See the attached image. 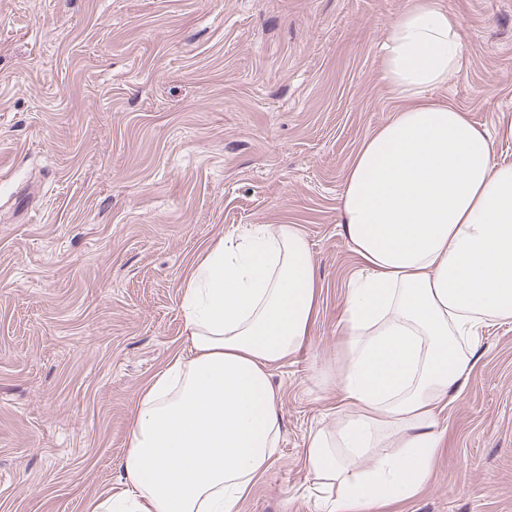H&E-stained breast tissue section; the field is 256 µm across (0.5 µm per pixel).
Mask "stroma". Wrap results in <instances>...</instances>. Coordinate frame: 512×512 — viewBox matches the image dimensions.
<instances>
[{"instance_id":"1","label":"stroma","mask_w":512,"mask_h":512,"mask_svg":"<svg viewBox=\"0 0 512 512\" xmlns=\"http://www.w3.org/2000/svg\"><path fill=\"white\" fill-rule=\"evenodd\" d=\"M458 71L431 99L512 164V0H436ZM411 0H0V512H86L124 487L141 390L185 346L181 285L226 232L295 224L318 265L273 372L278 453L236 512H326L306 441L335 416L350 277L345 175L397 102L382 45ZM417 497L512 512V320L489 324Z\"/></svg>"}]
</instances>
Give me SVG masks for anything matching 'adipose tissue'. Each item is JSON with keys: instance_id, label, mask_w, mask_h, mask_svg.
Instances as JSON below:
<instances>
[{"instance_id": "ef3b65f1", "label": "adipose tissue", "mask_w": 512, "mask_h": 512, "mask_svg": "<svg viewBox=\"0 0 512 512\" xmlns=\"http://www.w3.org/2000/svg\"><path fill=\"white\" fill-rule=\"evenodd\" d=\"M460 63L456 23L412 0L384 46L396 115L362 142L339 197L365 274L348 290L334 423L304 452L314 484L337 490L331 512L423 490L483 329L512 319V165L496 162L487 131L429 99ZM317 280L295 224H255L204 250L182 283L186 346L131 417L127 488L88 512H235L277 452L273 370L302 346Z\"/></svg>"}]
</instances>
